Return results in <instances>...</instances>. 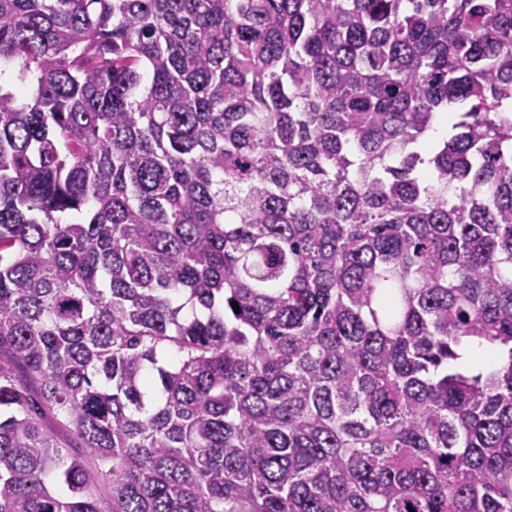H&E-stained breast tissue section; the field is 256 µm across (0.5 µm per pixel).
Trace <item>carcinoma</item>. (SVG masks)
I'll return each mask as SVG.
<instances>
[{
  "instance_id": "obj_1",
  "label": "carcinoma",
  "mask_w": 512,
  "mask_h": 512,
  "mask_svg": "<svg viewBox=\"0 0 512 512\" xmlns=\"http://www.w3.org/2000/svg\"><path fill=\"white\" fill-rule=\"evenodd\" d=\"M0 512H512V0H0ZM461 361L472 370H481L492 364H498L503 359L501 350L487 352L476 345L466 346L461 352Z\"/></svg>"
}]
</instances>
